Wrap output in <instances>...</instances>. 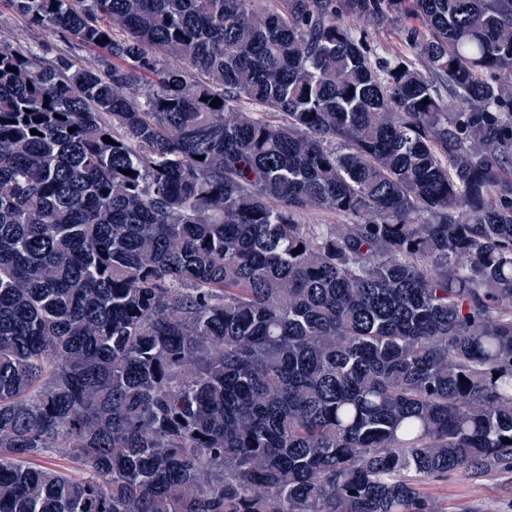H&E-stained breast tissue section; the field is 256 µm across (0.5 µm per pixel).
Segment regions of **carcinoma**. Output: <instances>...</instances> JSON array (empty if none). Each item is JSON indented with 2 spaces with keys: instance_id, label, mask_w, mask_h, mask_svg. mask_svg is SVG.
<instances>
[{
  "instance_id": "cac0c4a2",
  "label": "carcinoma",
  "mask_w": 512,
  "mask_h": 512,
  "mask_svg": "<svg viewBox=\"0 0 512 512\" xmlns=\"http://www.w3.org/2000/svg\"><path fill=\"white\" fill-rule=\"evenodd\" d=\"M0 1L66 47L0 40V512L512 466V0ZM412 21L369 22L365 25L371 44L381 55H409L402 30Z\"/></svg>"
}]
</instances>
